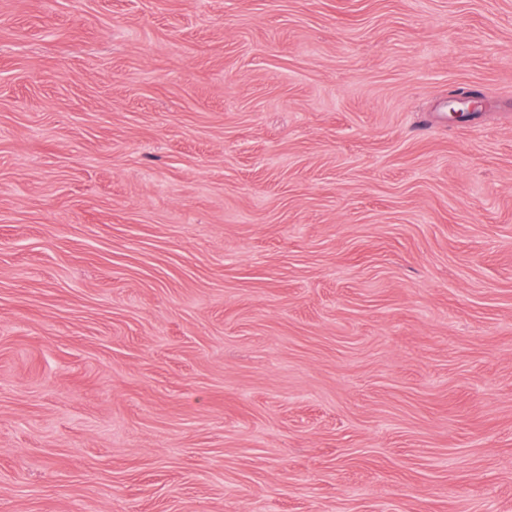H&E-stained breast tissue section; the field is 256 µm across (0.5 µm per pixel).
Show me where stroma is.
Masks as SVG:
<instances>
[{"label":"stroma","instance_id":"stroma-1","mask_svg":"<svg viewBox=\"0 0 512 512\" xmlns=\"http://www.w3.org/2000/svg\"><path fill=\"white\" fill-rule=\"evenodd\" d=\"M0 512H512V0H0Z\"/></svg>","mask_w":512,"mask_h":512}]
</instances>
